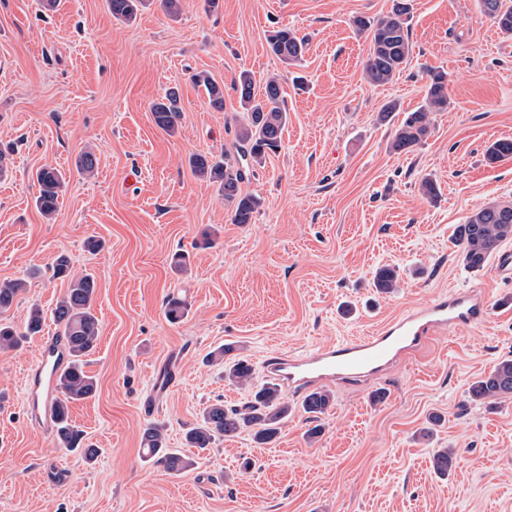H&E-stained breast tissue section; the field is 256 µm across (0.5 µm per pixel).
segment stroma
Wrapping results in <instances>:
<instances>
[{
	"mask_svg": "<svg viewBox=\"0 0 512 512\" xmlns=\"http://www.w3.org/2000/svg\"><path fill=\"white\" fill-rule=\"evenodd\" d=\"M392 0H179L129 23L106 0H0V150L12 159L0 180V283L26 279L5 319L23 326L32 306L51 312L68 283L57 255L92 273L101 339L87 366L98 389L71 418L99 450L94 462L61 448L27 416L24 376L36 339L0 351V512H512V398L470 401L480 375L512 357V278L495 259L467 269L454 243L473 210L512 202V159L484 157L512 139V37L480 0H412V53L385 85L365 77L370 40L352 24L386 15ZM303 36L287 64L267 37ZM279 75L288 125L277 153L251 163L243 192L263 198L251 223L235 224L216 184L196 176L190 155L221 158L240 115L231 81L241 70ZM223 82L224 108L207 104L190 76ZM448 75V108L407 153L391 149L395 127L418 108L431 73ZM178 88L182 116L170 136L150 104ZM398 109L387 121L386 104ZM99 148L93 177L75 160ZM63 168L69 185L53 218L35 205L37 169ZM432 179L436 197L425 196ZM211 245H202L203 233ZM103 241L88 252V238ZM186 251V271L171 269ZM390 265L400 286L376 292ZM38 276H31L32 268ZM486 295V321L427 336L384 372L330 386L334 405L308 439L302 402L270 445L239 434L200 452L171 475L141 452L151 424L183 448L206 407L248 398L208 352L232 343L260 366L279 352L364 336L449 289ZM185 317L164 316L167 297ZM171 385L144 409L154 375ZM454 449L448 476L434 450Z\"/></svg>",
	"mask_w": 512,
	"mask_h": 512,
	"instance_id": "35a3bbf8",
	"label": "stroma"
}]
</instances>
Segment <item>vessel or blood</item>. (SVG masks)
Masks as SVG:
<instances>
[{
  "label": "vessel or blood",
  "instance_id": "1",
  "mask_svg": "<svg viewBox=\"0 0 512 512\" xmlns=\"http://www.w3.org/2000/svg\"><path fill=\"white\" fill-rule=\"evenodd\" d=\"M489 311L485 298L468 290L454 291L392 320L370 335L298 355L275 354L265 360L263 371L281 386L305 393L335 379H357L380 371L391 361L416 350L430 331L482 322ZM64 347L62 337H42L36 362L25 380L28 410L49 431L56 422V378L67 365Z\"/></svg>",
  "mask_w": 512,
  "mask_h": 512
}]
</instances>
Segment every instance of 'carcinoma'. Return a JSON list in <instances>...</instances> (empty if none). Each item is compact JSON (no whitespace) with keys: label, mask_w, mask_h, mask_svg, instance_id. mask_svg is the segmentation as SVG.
I'll use <instances>...</instances> for the list:
<instances>
[{"label":"carcinoma","mask_w":512,"mask_h":512,"mask_svg":"<svg viewBox=\"0 0 512 512\" xmlns=\"http://www.w3.org/2000/svg\"><path fill=\"white\" fill-rule=\"evenodd\" d=\"M484 14L506 36H512V0H481ZM147 5V0H107L112 18L130 22L137 12ZM411 0H393L391 11L377 19L358 18L355 25L371 35V47L365 64V75L375 85L393 81L406 66L412 46L409 40L406 16L410 13ZM272 53L285 63H293L303 57L305 39L288 28L274 30L268 36ZM192 82L203 87L208 105L224 110V86L209 73L200 71L191 76ZM233 90L238 95L242 116L235 128L234 151L224 153L221 160H213L203 154L189 158L192 171L212 183L218 184L224 203L231 208L234 224H249L253 215L261 208L262 200L241 191L245 179L242 160L250 157L262 160L267 152L276 151L288 123V111L284 104L279 78L270 76L263 82V92L256 91L253 74L240 72L232 80ZM448 109V82L446 74H432L424 104L410 112L395 129L391 148L407 152L423 142L430 133L432 114ZM154 122L169 135L178 132L181 117L180 98L170 89L151 105ZM486 160L493 164L512 159V140L499 139L485 150ZM98 166L94 149L83 150L77 160V168L83 175L93 174ZM38 196L36 206L47 218L57 211L59 198L65 192L66 174L57 167L45 165L36 173ZM512 238V203H494L480 207L468 216L466 223L457 228L456 241L461 250L464 265L471 270L482 269L490 255L499 245ZM54 273L69 278V286L51 312L58 335L65 337L69 350V364L56 380V391L60 395L57 404V433L64 448H80L89 460L97 456L98 450L82 447L83 433L72 424L70 406L92 398L97 391L94 376L86 370L87 357L99 344L101 324L94 311L96 281L89 273L72 272L71 260L57 257ZM399 273L394 267L384 266L376 270L374 288L384 294L398 288ZM25 290V282L11 281L0 285V314L13 306ZM187 303L181 297L170 296L165 301L164 313L171 322L184 317ZM45 322L43 311L30 308L23 329L0 322V350L14 349L26 336L39 334ZM236 348L224 345L210 353V361L224 364V377L231 384L248 390L251 399L241 408H226L221 400L208 406L200 423L189 428L185 441L190 448H210L216 440L249 431L252 440L259 446L276 440L282 422L292 413L284 401L279 388L274 384L256 387L253 384L254 367L245 358L234 355ZM472 401H492L512 397V358L503 359L488 373L480 376L469 388ZM333 405V396L326 390L310 393L303 402V411L308 419L316 421ZM145 458L162 466L170 473H181L194 466V460L167 447L164 429L154 425L147 428L142 438ZM455 458L448 448L437 450L431 460L434 472L448 475Z\"/></svg>","instance_id":"1"}]
</instances>
